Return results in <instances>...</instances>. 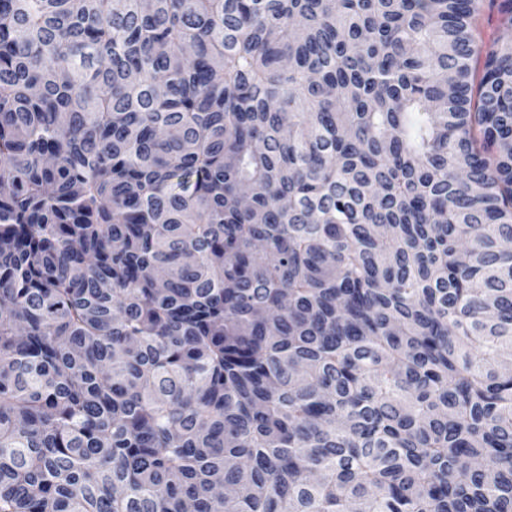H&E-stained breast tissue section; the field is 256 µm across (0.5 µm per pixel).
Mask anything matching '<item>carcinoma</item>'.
Wrapping results in <instances>:
<instances>
[{"label": "carcinoma", "instance_id": "cac0c4a2", "mask_svg": "<svg viewBox=\"0 0 512 512\" xmlns=\"http://www.w3.org/2000/svg\"><path fill=\"white\" fill-rule=\"evenodd\" d=\"M483 7L0 0V512H512Z\"/></svg>", "mask_w": 512, "mask_h": 512}]
</instances>
